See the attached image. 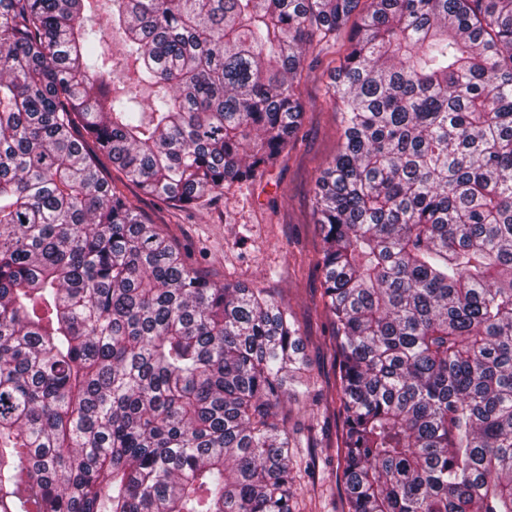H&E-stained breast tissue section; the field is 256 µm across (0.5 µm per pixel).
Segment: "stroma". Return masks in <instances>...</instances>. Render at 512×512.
Instances as JSON below:
<instances>
[{
  "mask_svg": "<svg viewBox=\"0 0 512 512\" xmlns=\"http://www.w3.org/2000/svg\"><path fill=\"white\" fill-rule=\"evenodd\" d=\"M350 34L343 29L321 58L305 61L299 85L301 129L276 163L254 181L225 184L222 194L186 210L144 194L111 165L103 167L104 175L112 177L149 222L190 252L193 265L207 277L219 284L263 289L297 322L310 389L286 402L284 417L298 443L296 457L309 468L297 486L301 512H347L337 465L342 420L335 341L324 310L322 233L314 188L342 141L340 114L326 90Z\"/></svg>",
  "mask_w": 512,
  "mask_h": 512,
  "instance_id": "1",
  "label": "stroma"
}]
</instances>
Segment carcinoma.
Segmentation results:
<instances>
[{
  "label": "carcinoma",
  "mask_w": 512,
  "mask_h": 512,
  "mask_svg": "<svg viewBox=\"0 0 512 512\" xmlns=\"http://www.w3.org/2000/svg\"><path fill=\"white\" fill-rule=\"evenodd\" d=\"M366 2L315 182L348 512H512V0H0V512H296L299 327L145 221L273 165Z\"/></svg>",
  "instance_id": "obj_1"
}]
</instances>
